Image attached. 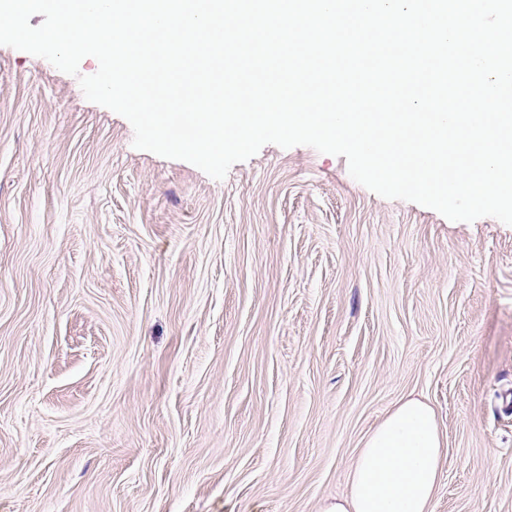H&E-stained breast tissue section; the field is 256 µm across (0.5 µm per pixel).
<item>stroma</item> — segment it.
<instances>
[{
	"instance_id": "obj_1",
	"label": "stroma",
	"mask_w": 512,
	"mask_h": 512,
	"mask_svg": "<svg viewBox=\"0 0 512 512\" xmlns=\"http://www.w3.org/2000/svg\"><path fill=\"white\" fill-rule=\"evenodd\" d=\"M0 45V512H321L425 398L512 512V226L264 145L217 181Z\"/></svg>"
}]
</instances>
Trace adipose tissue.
I'll list each match as a JSON object with an SVG mask.
<instances>
[{"label":"adipose tissue","instance_id":"ef3b65f1","mask_svg":"<svg viewBox=\"0 0 512 512\" xmlns=\"http://www.w3.org/2000/svg\"><path fill=\"white\" fill-rule=\"evenodd\" d=\"M444 448L433 407L403 399L367 436L348 471V496L323 512H430Z\"/></svg>","mask_w":512,"mask_h":512}]
</instances>
